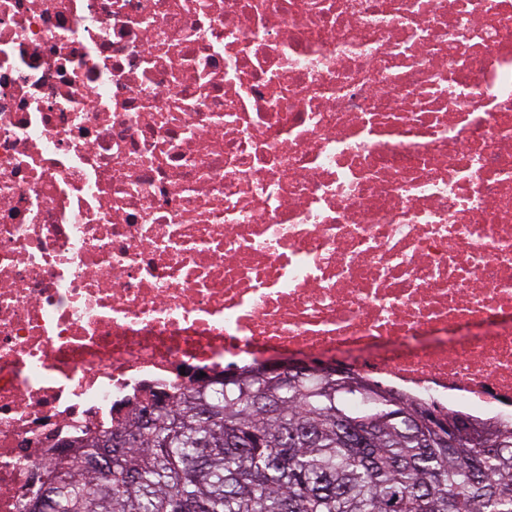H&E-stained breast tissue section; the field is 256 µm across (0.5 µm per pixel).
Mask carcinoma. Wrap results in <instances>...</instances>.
Listing matches in <instances>:
<instances>
[{
  "mask_svg": "<svg viewBox=\"0 0 512 512\" xmlns=\"http://www.w3.org/2000/svg\"><path fill=\"white\" fill-rule=\"evenodd\" d=\"M75 454L30 512H512V431L341 370L246 369Z\"/></svg>",
  "mask_w": 512,
  "mask_h": 512,
  "instance_id": "obj_1",
  "label": "carcinoma"
}]
</instances>
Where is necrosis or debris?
Wrapping results in <instances>:
<instances>
[{
  "mask_svg": "<svg viewBox=\"0 0 512 512\" xmlns=\"http://www.w3.org/2000/svg\"><path fill=\"white\" fill-rule=\"evenodd\" d=\"M274 353L512 425V0H0V512Z\"/></svg>",
  "mask_w": 512,
  "mask_h": 512,
  "instance_id": "4bbe7bcc",
  "label": "necrosis or debris"
}]
</instances>
